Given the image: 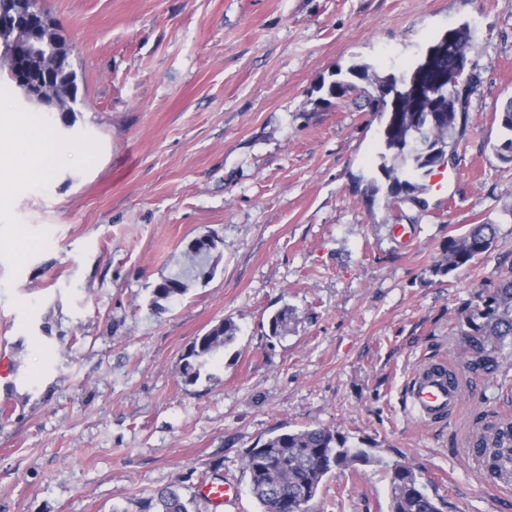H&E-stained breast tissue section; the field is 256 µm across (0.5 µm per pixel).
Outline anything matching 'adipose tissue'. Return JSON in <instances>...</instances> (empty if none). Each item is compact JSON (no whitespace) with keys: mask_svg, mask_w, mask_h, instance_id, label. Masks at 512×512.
Segmentation results:
<instances>
[{"mask_svg":"<svg viewBox=\"0 0 512 512\" xmlns=\"http://www.w3.org/2000/svg\"><path fill=\"white\" fill-rule=\"evenodd\" d=\"M6 125L12 133L10 149L21 174L39 179L52 166L60 164L57 144L44 123L14 114L7 117Z\"/></svg>","mask_w":512,"mask_h":512,"instance_id":"obj_1","label":"adipose tissue"}]
</instances>
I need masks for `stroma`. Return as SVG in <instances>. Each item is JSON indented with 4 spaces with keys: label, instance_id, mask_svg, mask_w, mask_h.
I'll use <instances>...</instances> for the list:
<instances>
[{
    "label": "stroma",
    "instance_id": "stroma-1",
    "mask_svg": "<svg viewBox=\"0 0 512 512\" xmlns=\"http://www.w3.org/2000/svg\"><path fill=\"white\" fill-rule=\"evenodd\" d=\"M70 50L74 111L53 139L97 146L0 198V512H259L241 469L281 430L329 427L374 462L329 475L318 512H388L389 468L411 463L444 512H512V489L467 453L479 417L512 416V360L465 365L459 319L512 270V162L492 149L512 96L507 0H41ZM478 85L452 165L420 203L357 191L381 122L354 64L405 71L460 24ZM497 226L467 269H431L449 237ZM218 270L156 310L154 286L196 236ZM296 320L271 337L270 315ZM238 328L197 383L198 336ZM456 368L455 416L405 405L415 372ZM208 480L237 486L222 508Z\"/></svg>",
    "mask_w": 512,
    "mask_h": 512
}]
</instances>
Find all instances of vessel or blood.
Masks as SVG:
<instances>
[{"mask_svg": "<svg viewBox=\"0 0 512 512\" xmlns=\"http://www.w3.org/2000/svg\"><path fill=\"white\" fill-rule=\"evenodd\" d=\"M462 399V381L459 375L449 374L447 366H426L414 376L407 393L410 414L426 424L446 422ZM199 490L215 507H222L235 491L227 482H202Z\"/></svg>", "mask_w": 512, "mask_h": 512, "instance_id": "obj_1", "label": "vessel or blood"}]
</instances>
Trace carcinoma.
I'll return each mask as SVG.
<instances>
[{
  "label": "carcinoma",
  "mask_w": 512,
  "mask_h": 512,
  "mask_svg": "<svg viewBox=\"0 0 512 512\" xmlns=\"http://www.w3.org/2000/svg\"><path fill=\"white\" fill-rule=\"evenodd\" d=\"M470 42L468 25L448 30L434 40L409 70L376 80L373 91L366 92L371 111L382 121L378 169L385 183L374 177L366 180L365 194L372 197L383 192L397 202L409 200L419 204V194L426 190L422 178L454 159L457 136L467 124V110L459 107L458 99L448 94V88L442 84L423 88L418 98L411 95V88L433 61L445 68L458 61L468 63ZM0 43L7 47V65L20 71L33 68V55L39 51L36 45L20 40L16 32L7 29H0ZM61 84V111L71 112L77 101L76 80L63 75ZM498 122L502 141L493 149L502 161L512 162V98L501 108ZM414 129L425 130L431 143L429 150L405 152L404 145ZM495 237L493 224H474L463 234L448 237L444 258L432 272L447 275L469 267L476 257L492 248ZM216 263L213 252L203 257L194 246H188L182 266L153 289V306L185 295L193 282L213 275ZM295 319L293 308L286 305L277 310L269 319L270 336H285ZM457 329L469 355V368L491 373L500 362L512 358V275L501 279L495 288L479 293L474 309L459 319ZM236 332L235 324L226 320L213 332L199 337L183 365L185 380L197 382L207 362L233 343ZM479 448L481 454L490 457L487 470L496 475L497 458L503 454L512 457V421L501 418L484 425L479 430ZM370 462L371 453L350 445L339 431L307 427L276 432L261 445L249 449L243 458V473L250 493L261 506L260 512H317L316 499L325 477L338 469ZM158 505V512H189L188 503L173 489L159 493ZM442 505V499L429 494L414 467L399 461L392 465L389 512H442Z\"/></svg>",
  "instance_id": "cac0c4a2"
}]
</instances>
